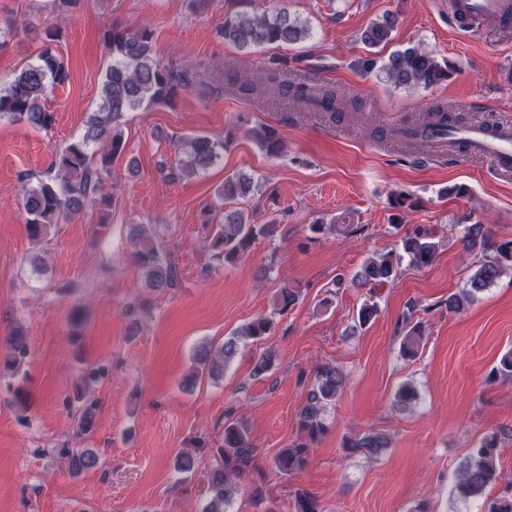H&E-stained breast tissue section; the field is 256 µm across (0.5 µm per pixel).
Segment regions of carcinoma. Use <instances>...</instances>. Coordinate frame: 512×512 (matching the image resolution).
Instances as JSON below:
<instances>
[{
    "instance_id": "obj_1",
    "label": "carcinoma",
    "mask_w": 512,
    "mask_h": 512,
    "mask_svg": "<svg viewBox=\"0 0 512 512\" xmlns=\"http://www.w3.org/2000/svg\"><path fill=\"white\" fill-rule=\"evenodd\" d=\"M395 18L390 15L373 23L361 34V41L371 47L387 43L394 28ZM220 35L240 49L261 45L296 44L308 36V29L286 12L251 14L238 12L224 18ZM154 31L149 25L135 30L114 24L104 34V41L112 63L106 71L101 88V103L88 116L82 134L62 146L55 153L52 166L38 176L36 182L22 179V204L27 214V229L31 238L41 239L56 224L71 218L95 203L101 196L104 176L110 174L112 158L121 150L122 140L118 125L126 113L162 101L172 100L179 91L204 84L202 75L189 66L165 64L157 56L153 44ZM57 33L45 29L38 61L24 67L6 86L0 87V119L25 120L31 125L49 130L55 123L54 114L43 105L50 86L62 85L68 78L63 63L56 55ZM362 67H376L388 81L403 87H428L448 72L431 55L414 47L393 52L382 65L374 58H366ZM224 91L260 105H291L301 112H319L330 118L350 113L364 122L361 102L349 98L336 88L311 82H298L288 78V70L274 67L256 81L239 80L234 67L224 64ZM464 118L448 112L441 105L433 106L417 121L410 124L402 145L407 149L422 146L436 149L432 137L436 130H448L460 125ZM101 147L102 153L89 152L91 145ZM184 159L170 166L160 161V168L172 180L191 177L207 171L223 156L224 141L205 134L192 135L184 140ZM251 192V181L240 176L224 180L218 197L229 200L245 197ZM205 210L220 211L216 224L204 225L212 231L206 244L213 256L224 266L232 267L242 261L251 246L261 238H272L279 231L277 224H251L242 209L224 210V205H207ZM465 247L482 253V260L468 277L461 293L448 298V310L462 311L475 293L486 288L506 271H512V240L496 242L484 224H467L463 230ZM438 242L427 227L415 226L396 240L393 248L368 258L356 279L386 284L395 279L403 260L417 268L430 266L436 257ZM139 268L144 286L152 291L176 288L178 269L170 257L150 237L142 239L132 254ZM415 307L398 325L402 335L400 349L404 356L418 355L424 340L421 322H412ZM273 320L266 316L255 318L226 339L220 348L208 343L200 344L194 352L192 372L185 385L192 386L207 375L219 378L238 353L243 340L259 341L272 329ZM27 336L18 331L11 336L0 356V368L20 373L29 357ZM345 383V375L337 367L321 363L315 368L312 388L305 405L299 412L296 439L281 449L272 459L273 471L280 476L293 475L306 465L313 446L324 435L326 407L336 400ZM418 399L417 390L409 383L401 385L395 395V406L404 409ZM97 402L87 401L81 407L74 425L76 437L91 435L96 427ZM388 434L366 430L345 439L344 448L351 454L372 459L390 448ZM499 438L489 435L472 448L457 469L453 491L464 500L481 496L486 489L503 479L497 462ZM211 451L215 464L206 474L208 497L203 512H229L239 492L238 480L256 469L257 451L250 440L247 423L240 417L224 420V442L218 448H209L203 440L194 443V449L184 451L176 458L175 469L181 474L193 472L198 456ZM61 460L68 471L78 476L98 464V456L88 448H62ZM485 512H512V495H503L484 502ZM295 512H322L317 499L308 491L298 489L294 494Z\"/></svg>"
}]
</instances>
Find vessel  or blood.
<instances>
[{
  "instance_id": "vessel-or-blood-1",
  "label": "vessel or blood",
  "mask_w": 512,
  "mask_h": 512,
  "mask_svg": "<svg viewBox=\"0 0 512 512\" xmlns=\"http://www.w3.org/2000/svg\"><path fill=\"white\" fill-rule=\"evenodd\" d=\"M448 8L459 26L480 31L486 23L497 29H512V0H448ZM449 141L462 146L465 155L489 161L496 172L512 175V123L475 122L452 129Z\"/></svg>"
}]
</instances>
